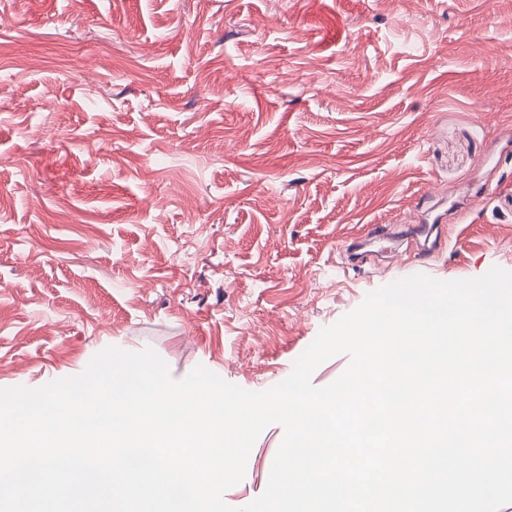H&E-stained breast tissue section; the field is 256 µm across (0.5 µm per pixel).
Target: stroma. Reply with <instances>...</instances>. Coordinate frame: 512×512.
Instances as JSON below:
<instances>
[{"label":"stroma","instance_id":"1","mask_svg":"<svg viewBox=\"0 0 512 512\" xmlns=\"http://www.w3.org/2000/svg\"><path fill=\"white\" fill-rule=\"evenodd\" d=\"M0 387L153 348L263 391L431 223L512 270V0H0ZM265 427L225 501L265 490Z\"/></svg>","mask_w":512,"mask_h":512}]
</instances>
